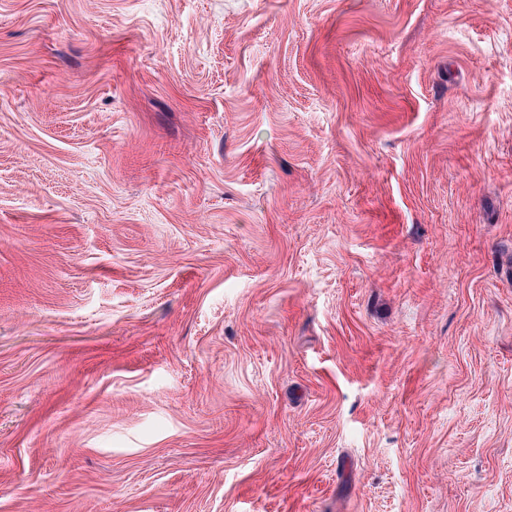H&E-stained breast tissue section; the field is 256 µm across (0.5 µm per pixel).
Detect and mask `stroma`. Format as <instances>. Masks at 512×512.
<instances>
[{
	"label": "stroma",
	"instance_id": "obj_1",
	"mask_svg": "<svg viewBox=\"0 0 512 512\" xmlns=\"http://www.w3.org/2000/svg\"><path fill=\"white\" fill-rule=\"evenodd\" d=\"M0 512H512V0H0Z\"/></svg>",
	"mask_w": 512,
	"mask_h": 512
}]
</instances>
